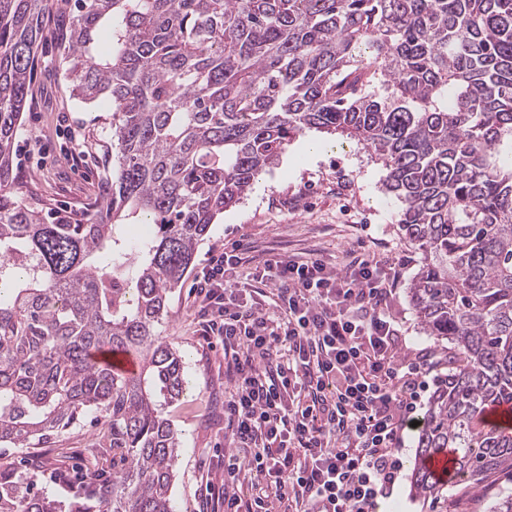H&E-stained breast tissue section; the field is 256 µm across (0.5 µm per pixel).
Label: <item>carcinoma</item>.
<instances>
[{"label":"carcinoma","instance_id":"cac0c4a2","mask_svg":"<svg viewBox=\"0 0 512 512\" xmlns=\"http://www.w3.org/2000/svg\"><path fill=\"white\" fill-rule=\"evenodd\" d=\"M50 0H0V444L29 448L103 419L94 485L70 512H174L179 448L165 408L181 356L157 336L219 215L311 129L387 170L422 255L413 310L455 367L418 428L413 487L453 451L457 492L512 477V0H76L73 95L112 104V194L50 221L12 191L13 145ZM142 359L134 376L92 360ZM0 512H63L0 475Z\"/></svg>","mask_w":512,"mask_h":512}]
</instances>
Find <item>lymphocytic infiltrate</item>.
I'll return each mask as SVG.
<instances>
[{"label":"lymphocytic infiltrate","instance_id":"f902f5d3","mask_svg":"<svg viewBox=\"0 0 512 512\" xmlns=\"http://www.w3.org/2000/svg\"><path fill=\"white\" fill-rule=\"evenodd\" d=\"M240 246L196 273L194 310L224 348V473L199 512H376L400 477L435 350L410 352L394 312L402 259L354 244L343 267Z\"/></svg>","mask_w":512,"mask_h":512}]
</instances>
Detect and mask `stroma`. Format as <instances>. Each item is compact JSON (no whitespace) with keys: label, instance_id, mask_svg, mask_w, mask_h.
Masks as SVG:
<instances>
[{"label":"stroma","instance_id":"stroma-1","mask_svg":"<svg viewBox=\"0 0 512 512\" xmlns=\"http://www.w3.org/2000/svg\"><path fill=\"white\" fill-rule=\"evenodd\" d=\"M64 54L56 42L40 49L31 75V94L15 141L13 189L17 197L45 213L81 217L105 200L112 175V111L103 101L73 97ZM81 153L73 162L72 153ZM386 170L362 145L306 132L286 147L278 165L263 172L241 202L227 209L202 241L194 262L201 268L212 250L245 246L244 272H252L269 250L307 256L317 251L342 264L346 250L363 241L377 256L404 258L396 310L409 348L433 345L419 324L408 290L421 267V255L404 240L398 225L400 204L383 188ZM161 336L184 362L188 389L168 416L180 438L172 487L175 512H197L199 493L217 464L215 448L224 441V350L209 343L193 313L191 281L171 295ZM97 424L76 427L36 448L0 446V465L25 474L33 494L68 501L58 475L87 457ZM416 432L402 450L403 471L390 497L396 512H490L496 490L475 486L468 496L427 507L411 491Z\"/></svg>","mask_w":512,"mask_h":512}]
</instances>
